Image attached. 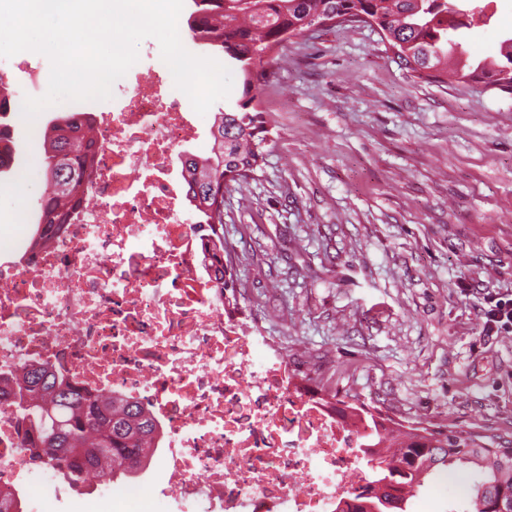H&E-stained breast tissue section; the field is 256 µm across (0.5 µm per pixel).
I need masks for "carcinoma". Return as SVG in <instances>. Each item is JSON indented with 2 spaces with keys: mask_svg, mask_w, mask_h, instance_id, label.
<instances>
[{
  "mask_svg": "<svg viewBox=\"0 0 512 512\" xmlns=\"http://www.w3.org/2000/svg\"><path fill=\"white\" fill-rule=\"evenodd\" d=\"M189 35L224 54L242 75L237 108L217 112L212 145L204 155L186 152L183 195L187 223L200 227L201 253L214 272L220 294L234 290V269L224 260V187L242 186L262 169L268 141L266 111L257 99L255 78L265 75L264 57L283 48L306 23L347 16L376 28L397 49V57L420 78L483 82L512 93V35L509 50L494 60L470 52L448 65V45H467V30L482 8L460 0H192ZM86 112H69L38 132L43 141L45 185L38 199V223L65 220L81 185L94 176L96 136ZM25 166L17 147L0 152V172ZM15 390L26 391L28 406L12 402L26 434L22 446L45 469L73 487L88 476L119 467L143 471L156 448L160 428L137 402L121 395L79 388L45 362L23 370ZM341 413L367 428L360 453L371 480L352 512H373L386 500L389 512H408L426 483L442 474L471 477L470 512H512V440L497 435L427 425L396 423L378 408L327 395Z\"/></svg>",
  "mask_w": 512,
  "mask_h": 512,
  "instance_id": "cac0c4a2",
  "label": "carcinoma"
}]
</instances>
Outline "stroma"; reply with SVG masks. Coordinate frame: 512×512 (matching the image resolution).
Instances as JSON below:
<instances>
[{
  "mask_svg": "<svg viewBox=\"0 0 512 512\" xmlns=\"http://www.w3.org/2000/svg\"><path fill=\"white\" fill-rule=\"evenodd\" d=\"M512 0H495L470 42L497 57ZM257 93L268 114L266 163L224 192V256L237 270L242 320L345 400L394 420L512 436V334L482 329L486 294H512V93L435 82L404 69L363 23L288 42ZM26 125L28 190L0 173V229L36 224L44 187L36 129ZM112 498L78 502L63 481L34 483L43 512H201L170 493L159 459L112 483ZM470 482L429 485L409 512H448Z\"/></svg>",
  "mask_w": 512,
  "mask_h": 512,
  "instance_id": "stroma-1",
  "label": "stroma"
}]
</instances>
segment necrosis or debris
Here are the masks:
<instances>
[{"label":"necrosis or debris","instance_id":"1","mask_svg":"<svg viewBox=\"0 0 512 512\" xmlns=\"http://www.w3.org/2000/svg\"><path fill=\"white\" fill-rule=\"evenodd\" d=\"M168 68L117 80L119 107L95 115L96 173L48 248L0 238V374L51 360L79 387L150 409L168 483L203 512H334L363 493L366 432L319 392L298 393L283 355L254 358L216 297L180 217L179 148L200 130ZM0 391V495L33 474Z\"/></svg>","mask_w":512,"mask_h":512}]
</instances>
